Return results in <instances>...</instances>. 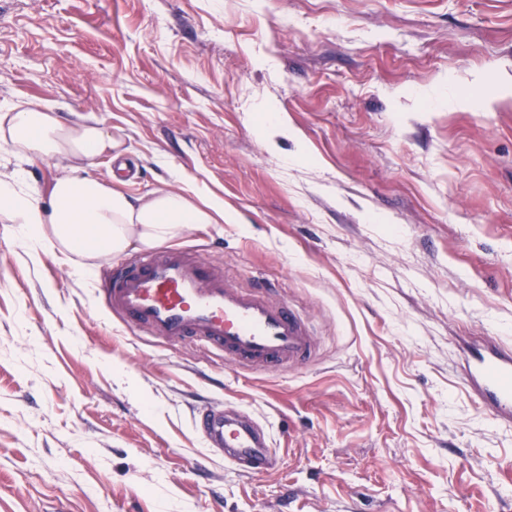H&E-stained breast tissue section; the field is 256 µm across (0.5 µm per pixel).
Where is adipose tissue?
Returning a JSON list of instances; mask_svg holds the SVG:
<instances>
[{
  "label": "adipose tissue",
  "mask_w": 512,
  "mask_h": 512,
  "mask_svg": "<svg viewBox=\"0 0 512 512\" xmlns=\"http://www.w3.org/2000/svg\"><path fill=\"white\" fill-rule=\"evenodd\" d=\"M122 145L93 115L65 126L48 102L0 105V149L20 163L0 179V217L15 224L31 260L49 252L71 257L75 275L87 280L102 258L120 256L133 246L153 247L192 225L223 219V198L183 171L176 174L178 189L159 188L139 197L78 167L60 175L46 197L27 178L26 165L36 161L118 157Z\"/></svg>",
  "instance_id": "1"
}]
</instances>
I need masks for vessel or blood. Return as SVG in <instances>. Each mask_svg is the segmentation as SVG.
<instances>
[{"instance_id":"vessel-or-blood-1","label":"vessel or blood","mask_w":512,"mask_h":512,"mask_svg":"<svg viewBox=\"0 0 512 512\" xmlns=\"http://www.w3.org/2000/svg\"><path fill=\"white\" fill-rule=\"evenodd\" d=\"M107 304L128 323L170 341L191 339L217 349L239 369H277L309 362L314 335L287 305L259 288H238L208 258L180 248L135 255L103 288ZM468 383L493 416H512V351L495 342L464 357ZM211 447L244 473L273 469L278 458L267 430L250 415L221 410L197 422Z\"/></svg>"}]
</instances>
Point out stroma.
<instances>
[{
	"instance_id": "obj_1",
	"label": "stroma",
	"mask_w": 512,
	"mask_h": 512,
	"mask_svg": "<svg viewBox=\"0 0 512 512\" xmlns=\"http://www.w3.org/2000/svg\"><path fill=\"white\" fill-rule=\"evenodd\" d=\"M511 79L512 0H0V102L95 115L129 195H220L176 246L316 338L237 370L113 313L118 258L82 280L1 219L0 512H512V419L461 368L512 347ZM214 403L275 471L209 447ZM197 425L210 446L223 448L224 460L243 466L246 474L271 470L278 462L269 433L248 414L226 417L224 410H210Z\"/></svg>"
}]
</instances>
